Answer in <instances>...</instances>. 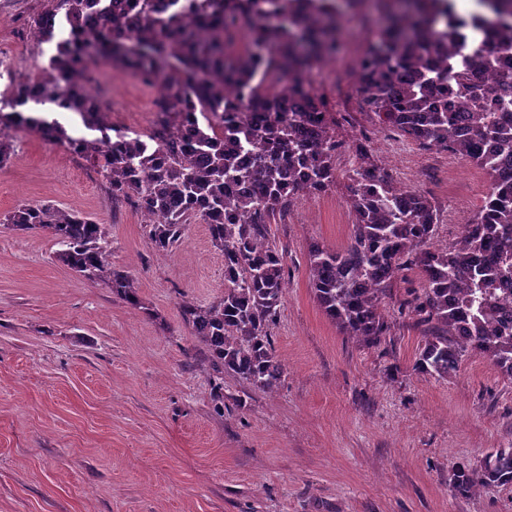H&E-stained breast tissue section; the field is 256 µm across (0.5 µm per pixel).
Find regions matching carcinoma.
<instances>
[{"label": "carcinoma", "instance_id": "cac0c4a2", "mask_svg": "<svg viewBox=\"0 0 512 512\" xmlns=\"http://www.w3.org/2000/svg\"><path fill=\"white\" fill-rule=\"evenodd\" d=\"M130 2L132 11L120 13L111 0H45L32 34L54 52L34 76H10L0 93V167L14 154V131L35 129L97 168L112 204L139 211L158 254L173 252L187 225L207 224L224 255V292L206 305L184 303L183 321L217 375L272 392L285 373L270 334L285 264L269 227L301 197L336 185L342 141L310 79L336 54V14L327 0ZM380 2L389 10L369 30L356 68L360 108L425 151L474 164L489 192L457 240L434 248L437 206L400 185L366 140L352 142L349 239L336 249L310 245L311 287L342 335L379 349L391 331L383 300L417 269L423 285L400 304L424 338L415 370L446 378L480 355L512 378V0H476L492 30L460 59L457 0ZM90 53L119 56L160 81L149 133L115 125L92 103L82 64ZM235 86L243 94L233 101ZM0 222L48 233L59 262L139 304L134 280L112 269L106 225L49 203H22ZM451 481L465 497L512 486V447L476 466L456 464Z\"/></svg>", "mask_w": 512, "mask_h": 512}]
</instances>
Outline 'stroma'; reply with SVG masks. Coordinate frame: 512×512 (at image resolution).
<instances>
[{
    "mask_svg": "<svg viewBox=\"0 0 512 512\" xmlns=\"http://www.w3.org/2000/svg\"><path fill=\"white\" fill-rule=\"evenodd\" d=\"M43 4L0 0V62L15 73L33 74L50 54L30 31ZM359 54L342 46V81L318 69L314 85L340 137L369 133L394 178L434 201L433 243L449 245L488 178L360 112L349 78ZM94 87L114 124L149 131L159 83L103 62ZM352 163L340 153L335 187L270 227L286 257L271 329L286 365L280 386L270 393L228 374L218 405L205 348L182 319L184 303L224 291V257L206 225H189L159 255L139 212L113 208L89 163L38 132L16 136L0 168V215L49 201L107 225L109 259L133 278L139 303L58 262L47 233L0 226V512H512V488L459 497L450 486L456 463L512 445V379L482 356L444 379L414 371L423 336L398 306L421 287L420 272H405L382 305L393 324L384 351L348 341L314 297L308 249L346 243Z\"/></svg>",
    "mask_w": 512,
    "mask_h": 512,
    "instance_id": "obj_1",
    "label": "stroma"
}]
</instances>
